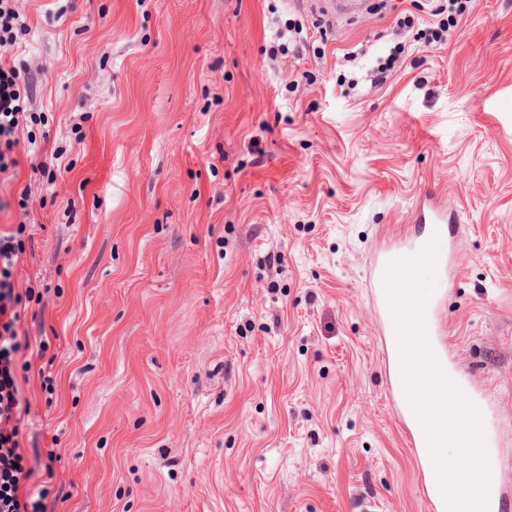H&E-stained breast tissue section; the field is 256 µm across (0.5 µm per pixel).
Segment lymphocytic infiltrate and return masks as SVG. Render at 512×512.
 I'll return each instance as SVG.
<instances>
[{"label":"lymphocytic infiltrate","instance_id":"obj_1","mask_svg":"<svg viewBox=\"0 0 512 512\" xmlns=\"http://www.w3.org/2000/svg\"><path fill=\"white\" fill-rule=\"evenodd\" d=\"M19 79L14 66L0 64L1 173L16 164L6 153L18 144L25 115ZM25 230L19 224L10 234L0 235V512H29L28 502L19 495L22 481L30 474L20 451V424L28 409L21 404L15 371V356L28 345L19 332L24 307L15 278Z\"/></svg>","mask_w":512,"mask_h":512}]
</instances>
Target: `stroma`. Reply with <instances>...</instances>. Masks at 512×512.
<instances>
[{"label": "stroma", "instance_id": "35a3bbf8", "mask_svg": "<svg viewBox=\"0 0 512 512\" xmlns=\"http://www.w3.org/2000/svg\"><path fill=\"white\" fill-rule=\"evenodd\" d=\"M362 3L15 0L31 137L0 232L29 234L40 512H426L364 280L428 187L461 219L444 323L512 492V0L430 49L448 0Z\"/></svg>", "mask_w": 512, "mask_h": 512}]
</instances>
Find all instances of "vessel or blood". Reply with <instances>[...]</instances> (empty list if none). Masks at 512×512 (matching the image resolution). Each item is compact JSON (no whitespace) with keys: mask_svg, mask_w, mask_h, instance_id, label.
Instances as JSON below:
<instances>
[{"mask_svg":"<svg viewBox=\"0 0 512 512\" xmlns=\"http://www.w3.org/2000/svg\"><path fill=\"white\" fill-rule=\"evenodd\" d=\"M415 207L418 218L414 231L406 237L385 245L374 255L367 273V285L381 329L388 403L408 446L414 451L421 475L420 490L427 505V512H447V506L439 491L425 433L412 413L404 394L399 367L397 335L383 285L384 274L391 260L417 253L435 234L439 235L441 241L436 270L440 290L432 294L426 307L429 341L446 374L463 389L476 405H483L484 400L470 376L455 367L448 351V341L441 318L445 301L441 290L447 287L450 276L458 269L457 249L454 243V229L458 216L445 209L440 203L437 193L430 188L423 191Z\"/></svg>","mask_w":512,"mask_h":512,"instance_id":"obj_1","label":"vessel or blood"}]
</instances>
